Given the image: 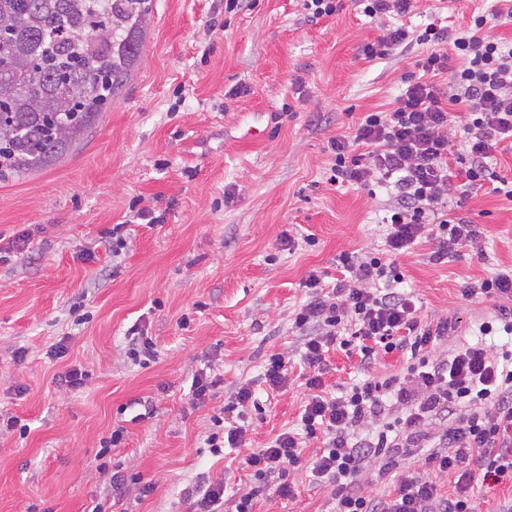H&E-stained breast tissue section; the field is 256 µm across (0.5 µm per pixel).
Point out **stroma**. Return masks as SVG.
Returning <instances> with one entry per match:
<instances>
[{"mask_svg": "<svg viewBox=\"0 0 512 512\" xmlns=\"http://www.w3.org/2000/svg\"><path fill=\"white\" fill-rule=\"evenodd\" d=\"M340 4L313 22L302 0H249L235 13L224 0H153L119 98L67 155L0 183V247L27 240L0 259V416L28 426L0 432V512H93L110 492L93 459L120 426L113 463L155 489L111 500L112 512H190L182 490L201 477L224 480L230 496L248 491L241 452L205 444L212 415L245 380L261 405L253 447L295 428L300 388L270 392L262 371L272 353L300 359L290 317L303 279L335 273L340 252L385 250L387 192L330 186L325 146L363 113L391 108L423 52L362 59L377 25L353 0ZM493 4L416 0L409 23L463 24ZM142 209L158 223L136 219ZM460 212L480 225L481 250L436 263L424 239L399 263L421 319L457 318L472 337L494 303L464 290L512 268V201L485 187ZM121 223L116 252L110 231ZM286 233L295 250L281 249ZM136 325L155 344L146 368L126 357ZM57 343L66 352L50 357ZM73 367L89 375L77 390L59 382ZM202 369L222 383L195 405ZM145 401L153 414L141 421ZM292 480L295 498L263 492L254 512H331L328 486L302 470Z\"/></svg>", "mask_w": 512, "mask_h": 512, "instance_id": "35a3bbf8", "label": "stroma"}]
</instances>
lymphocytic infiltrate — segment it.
<instances>
[{
	"mask_svg": "<svg viewBox=\"0 0 512 512\" xmlns=\"http://www.w3.org/2000/svg\"><path fill=\"white\" fill-rule=\"evenodd\" d=\"M355 6L380 24L361 48L365 60L415 44L427 48L421 75L403 77L393 109L363 113L351 135L327 145L331 185L389 190L386 252H341L334 282L314 271L302 282L307 298L291 315L309 370L299 430L250 447L248 420L258 402L245 381L227 398L236 423L214 414L206 443L215 455L245 449L253 482L282 498L294 494L290 473L307 468L315 483L331 486L334 512H478L470 491L475 477L496 483L512 473V348L490 340L498 330L512 336V270L465 288L466 296L500 305L494 320L480 324V340L451 348L457 322L419 318L395 258L422 238L435 240V262L478 248L479 225L449 207L452 197L489 183L512 200V180L492 166L503 143L512 142V40L493 33L499 19H512V4L474 13L463 26L431 22L414 33L404 23L414 0H355ZM453 57L460 62L454 70ZM447 72L452 81L444 87L437 78ZM336 346L357 355L363 372L338 395L326 392L322 379ZM390 355L403 357L402 374L374 376V366ZM314 438L320 448L304 457V442ZM411 458L432 475L405 476L381 496L366 490L370 472L385 476ZM451 473L454 491L442 494L440 480Z\"/></svg>",
	"mask_w": 512,
	"mask_h": 512,
	"instance_id": "f902f5d3",
	"label": "lymphocytic infiltrate"
}]
</instances>
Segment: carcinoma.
<instances>
[{"label":"carcinoma","mask_w":512,"mask_h":512,"mask_svg":"<svg viewBox=\"0 0 512 512\" xmlns=\"http://www.w3.org/2000/svg\"><path fill=\"white\" fill-rule=\"evenodd\" d=\"M152 0H0V182L54 164L137 67Z\"/></svg>","instance_id":"obj_1"}]
</instances>
